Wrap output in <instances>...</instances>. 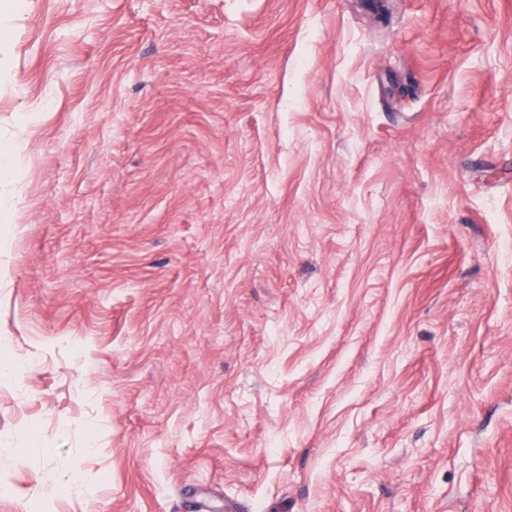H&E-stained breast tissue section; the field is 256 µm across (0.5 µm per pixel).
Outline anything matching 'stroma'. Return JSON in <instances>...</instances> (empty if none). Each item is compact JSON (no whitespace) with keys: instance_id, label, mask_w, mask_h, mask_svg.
Masks as SVG:
<instances>
[{"instance_id":"stroma-1","label":"stroma","mask_w":512,"mask_h":512,"mask_svg":"<svg viewBox=\"0 0 512 512\" xmlns=\"http://www.w3.org/2000/svg\"><path fill=\"white\" fill-rule=\"evenodd\" d=\"M0 141V512H512V0H32Z\"/></svg>"}]
</instances>
